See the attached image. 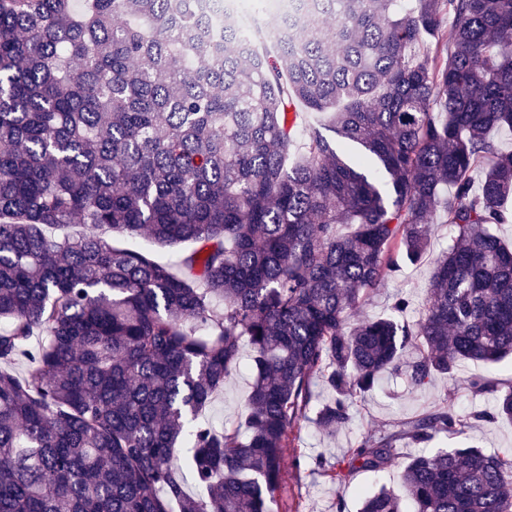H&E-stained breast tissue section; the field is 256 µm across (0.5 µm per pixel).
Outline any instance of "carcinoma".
Segmentation results:
<instances>
[{
	"label": "carcinoma",
	"mask_w": 512,
	"mask_h": 512,
	"mask_svg": "<svg viewBox=\"0 0 512 512\" xmlns=\"http://www.w3.org/2000/svg\"><path fill=\"white\" fill-rule=\"evenodd\" d=\"M300 6L246 37L194 0H0V512H272L304 423L346 428L384 374L418 389L512 355V151L489 136L512 130V0ZM436 215L453 236L418 319H353ZM246 345L244 428H216L199 415ZM474 388L493 405L317 472L512 420V387ZM398 480L358 512H512V459L462 439Z\"/></svg>",
	"instance_id": "1"
}]
</instances>
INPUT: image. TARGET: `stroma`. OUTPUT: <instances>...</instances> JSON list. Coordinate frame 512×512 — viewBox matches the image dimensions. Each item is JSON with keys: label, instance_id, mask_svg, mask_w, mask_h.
<instances>
[{"label": "stroma", "instance_id": "obj_1", "mask_svg": "<svg viewBox=\"0 0 512 512\" xmlns=\"http://www.w3.org/2000/svg\"><path fill=\"white\" fill-rule=\"evenodd\" d=\"M429 236L430 257L403 265L397 276L386 282L360 309V317L391 316L392 297L401 290L408 291L414 303H421L430 283L432 258L447 249L451 232L447 225L433 224L429 227ZM493 376L505 384L512 382V360L502 362L496 373L483 362L469 361L460 367L455 377L435 376L431 385L422 390L413 389L405 376H383L374 391L357 400L355 417L349 427L333 435L320 433L310 423L303 427L287 452L285 481L273 512H284L285 507L294 504L300 505L302 512H356L363 493L383 486L397 487V469L393 466L378 473L355 472L344 485L336 487L314 474V463L319 457L336 460L364 433L399 426L444 403L458 413L487 406V397L474 395L471 384ZM251 379L250 366H243L215 396L205 413L206 420L218 427L236 426L245 413Z\"/></svg>", "mask_w": 512, "mask_h": 512}]
</instances>
